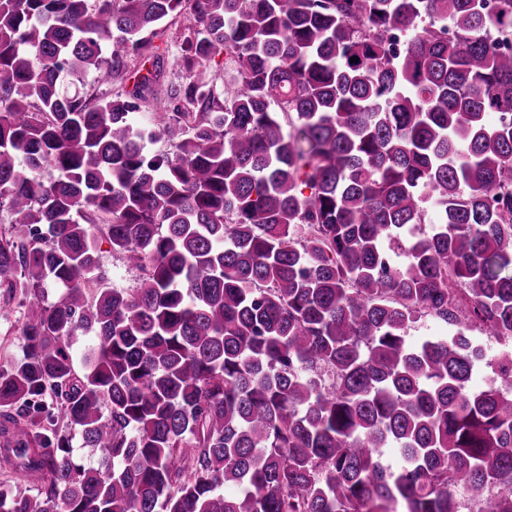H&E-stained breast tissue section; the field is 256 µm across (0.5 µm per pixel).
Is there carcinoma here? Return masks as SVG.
<instances>
[{"instance_id":"obj_1","label":"carcinoma","mask_w":512,"mask_h":512,"mask_svg":"<svg viewBox=\"0 0 512 512\" xmlns=\"http://www.w3.org/2000/svg\"><path fill=\"white\" fill-rule=\"evenodd\" d=\"M177 18L185 81L139 125L153 79L109 85ZM490 36L512 0H0V316L26 318L0 468L40 482H0V512H512V53ZM101 235L135 287L108 286ZM423 318L448 335L410 340ZM476 331L501 346L481 388Z\"/></svg>"}]
</instances>
